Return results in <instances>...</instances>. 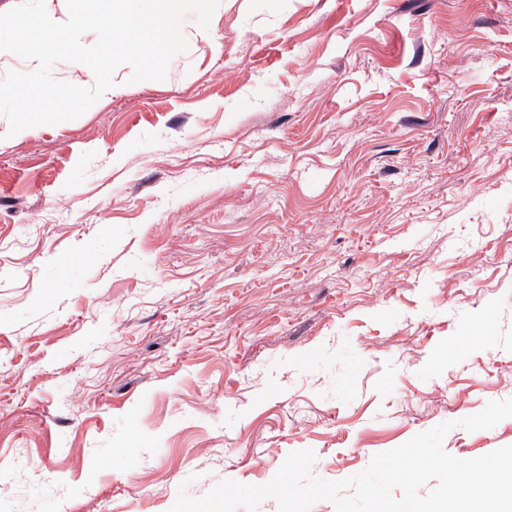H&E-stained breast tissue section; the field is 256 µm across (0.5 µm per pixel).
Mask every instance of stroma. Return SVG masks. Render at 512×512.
Here are the masks:
<instances>
[{
    "label": "stroma",
    "instance_id": "1",
    "mask_svg": "<svg viewBox=\"0 0 512 512\" xmlns=\"http://www.w3.org/2000/svg\"><path fill=\"white\" fill-rule=\"evenodd\" d=\"M8 137L0 512H168L452 422L512 445V0H224Z\"/></svg>",
    "mask_w": 512,
    "mask_h": 512
}]
</instances>
